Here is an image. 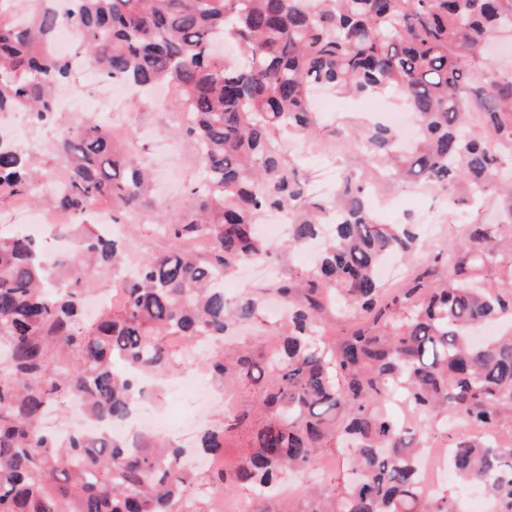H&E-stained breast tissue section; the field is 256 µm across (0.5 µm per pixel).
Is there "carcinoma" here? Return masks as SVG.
Instances as JSON below:
<instances>
[{
	"instance_id": "cac0c4a2",
	"label": "carcinoma",
	"mask_w": 512,
	"mask_h": 512,
	"mask_svg": "<svg viewBox=\"0 0 512 512\" xmlns=\"http://www.w3.org/2000/svg\"><path fill=\"white\" fill-rule=\"evenodd\" d=\"M28 2L30 21L17 27L0 0V115L28 112L58 137L47 170L0 141V204L64 179L52 204L69 218L74 247L51 272L35 237L0 236V512H218L216 498L241 490L253 493L251 512H269L278 487L340 448L343 483L311 487L300 512H459L454 499L427 494L419 456L455 419L493 429L512 420V332L470 338L512 316V68L496 72L485 56L512 34V0H70L64 13ZM66 25L98 74L178 91L163 106V133L193 150L187 204L151 201L135 127L120 141L92 117L55 112L54 90L72 70L51 42ZM317 87L349 97L393 90L416 138L349 123L352 166L330 193L313 194L284 144L327 139ZM394 185L447 200L448 223L465 236L387 292L380 261L426 245L416 225L375 219L371 196ZM485 192L499 198L496 224L475 214ZM103 201L112 223L144 220L170 248L131 257L129 239L84 222ZM280 210L288 238L275 242L259 224ZM318 239L313 265L266 289L284 305L277 333L229 350L226 338L265 298L229 297L217 281ZM126 263L137 273L112 282L121 299L88 318L84 294ZM489 269L500 271L494 290L481 281ZM336 310L349 331L332 340ZM201 345L202 369L238 402L198 434L193 453L222 457L240 431L249 451L234 467L191 468L166 438L130 447L42 426L50 406L126 420L144 398L136 375L164 380ZM395 389L403 420L388 412ZM448 448L458 479L512 512V445L453 437ZM203 485L212 497L194 493Z\"/></svg>"
}]
</instances>
